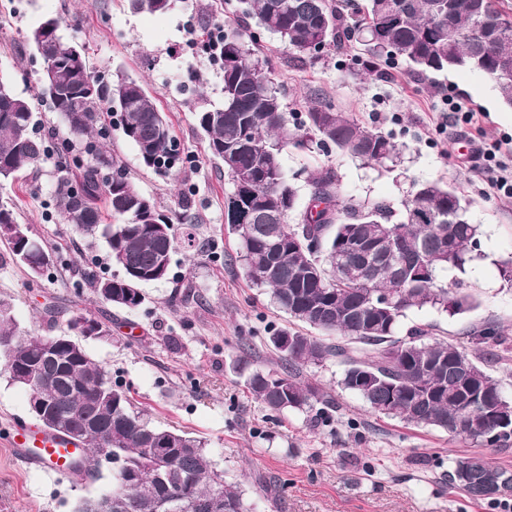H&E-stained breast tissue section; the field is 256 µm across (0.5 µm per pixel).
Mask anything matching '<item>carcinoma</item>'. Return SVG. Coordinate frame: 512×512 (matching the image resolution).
<instances>
[{
  "label": "carcinoma",
  "instance_id": "carcinoma-1",
  "mask_svg": "<svg viewBox=\"0 0 512 512\" xmlns=\"http://www.w3.org/2000/svg\"><path fill=\"white\" fill-rule=\"evenodd\" d=\"M133 13L162 14L171 0H125ZM243 14L258 28L273 34L299 54L310 56L327 47L340 48L356 40L368 59H354L371 73L380 62L400 59L418 74L474 70L494 85L502 102L512 107V80L495 79L502 60L512 61V34L493 45L475 39L450 40L448 28L469 31L484 12L512 18L499 0H451L445 26H439L433 0H367L351 15L336 0H239ZM46 19L30 29L28 41L42 64L53 63L57 85L41 82L31 98L17 95L0 74V182L16 181L36 168L48 154L46 142L33 133L36 105L47 100L63 125V152L56 163L54 198L62 220L80 234L104 239L112 262L123 275L96 282L105 302L135 310L144 302L142 287L168 279L171 255L178 244L191 248L188 233L177 240L173 220L157 208L128 177L122 161L105 148L109 135L106 117H120L123 137L131 142L143 164L170 169L178 152L165 113L158 108L143 82L120 73L108 81L90 69L76 74L67 69L78 44L55 31L43 35ZM262 51L238 23L224 18L220 74L224 102L196 115L206 152L224 163L231 190L224 199V223L238 240V258L250 284L263 289L277 308L294 321L325 336L340 335L347 343H330L290 328L275 331L269 343L280 368L253 367L241 358L238 369L251 395L274 412L289 409L333 408V401L316 384L302 379L303 368L330 357L346 364L341 385L356 393L370 411L410 425L440 430L449 436L483 447L506 450L512 433L496 442L486 436L497 431L499 419L483 409H466L463 392L451 367L465 362L469 382L482 392L484 404L503 399L499 380L488 374L466 349L431 338L426 325L412 326L396 336L407 311L431 307L461 314L475 307V299L440 280L450 268L462 270L472 261L478 226L466 217L468 202L456 187L435 181L420 183L393 213L384 202H356L344 197L331 166L314 170L308 180V205L296 207L297 190L282 166V151L293 145L311 150L332 145L367 165L394 167L399 149L389 135L360 125L350 115L323 102L314 103L301 124H292L284 112ZM85 153L80 181L73 185L68 147ZM0 236L12 258L35 274L50 264V255L26 225L16 221L12 204L0 197ZM320 238L311 252L298 244L303 237ZM366 245L360 252L346 248L350 239ZM413 246L422 268L401 267L388 255L391 245ZM349 269L345 278L334 276L337 262ZM387 293L400 303L388 312L374 306ZM94 317L81 311L61 334L22 333L8 306L0 303V350L10 381L24 388L32 401L52 407L57 425L86 433L83 445L97 454L112 449V512H155V503L173 500L174 512H251L245 489L224 480L215 468L207 442L178 430L151 424L132 408L129 391L114 384L108 371L75 339V324ZM63 338L67 343L57 358H43L45 345ZM477 343L512 354L509 332L498 326L479 329ZM421 360L443 363L448 370L424 375L427 396L415 390L412 368ZM41 365L45 382L22 377L30 364ZM512 470L481 455L459 460L449 482L473 499L481 500L474 482L494 481Z\"/></svg>",
  "mask_w": 512,
  "mask_h": 512
}]
</instances>
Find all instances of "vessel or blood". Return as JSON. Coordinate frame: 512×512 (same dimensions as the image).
I'll return each instance as SVG.
<instances>
[{"label":"vessel or blood","instance_id":"1","mask_svg":"<svg viewBox=\"0 0 512 512\" xmlns=\"http://www.w3.org/2000/svg\"><path fill=\"white\" fill-rule=\"evenodd\" d=\"M15 460L47 476L79 484L81 475L73 468L75 460L84 459V450L73 439L50 432L26 420L16 418L0 429Z\"/></svg>","mask_w":512,"mask_h":512}]
</instances>
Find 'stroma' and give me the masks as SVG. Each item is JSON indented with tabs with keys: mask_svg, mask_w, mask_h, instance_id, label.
I'll return each mask as SVG.
<instances>
[{
	"mask_svg": "<svg viewBox=\"0 0 512 512\" xmlns=\"http://www.w3.org/2000/svg\"><path fill=\"white\" fill-rule=\"evenodd\" d=\"M236 6L237 0H174L167 13L148 15L131 13L122 0H0V72L11 76L18 95L28 96L40 75L41 60L25 33L45 15L60 18L64 34L86 46L95 75L122 72L148 82L179 142L177 167L169 173L146 168L117 131L110 147L160 211L184 216L175 235L192 229L197 243L191 254L174 255L165 283L144 286L139 309L102 302L91 278H109L120 269L110 263L105 243L89 244L56 212L51 157L28 181L0 184V197L16 203L19 221L51 256L38 278L24 264L1 259L0 301L10 304L21 330L35 334L66 331L72 312L91 314L104 333L83 344L114 383L130 389L133 408L146 410L155 424L206 440L213 463L226 480L242 483L254 512H512V495L474 500L448 482L456 461L477 452L512 469V449L481 450L441 431L369 413L355 393L342 389L345 365L339 359L303 370L334 401L322 418L270 412L245 388L237 356L245 353L273 368L277 356L268 338L288 327L289 318L250 286L235 260L237 240L224 222L229 177L206 154L197 128V112L224 101L220 73L189 72L213 24ZM257 37L292 119H303L311 102L326 99L389 134L401 149L399 164L389 171L336 152L285 148L281 159L299 206L308 203L309 172L330 165L343 195L384 200L396 209L414 183L448 182L466 198L469 221L480 227L473 261L441 275L461 284L477 308L453 317L433 308L407 311L398 335L429 325L435 338L467 345L484 326L512 329V282L500 273L502 262L512 258V199L486 195L478 169L461 160L466 144L512 137V108L502 104L493 84L470 70L424 77L399 59L386 64V76L365 80L350 62L360 45L300 62L278 37L263 31ZM452 87L481 113L479 127L438 129ZM259 476L275 485V502L257 491ZM111 487L109 467L78 486L56 483L18 464L0 444V512H75L82 498Z\"/></svg>",
	"mask_w": 512,
	"mask_h": 512,
	"instance_id": "35a3bbf8",
	"label": "stroma"
}]
</instances>
